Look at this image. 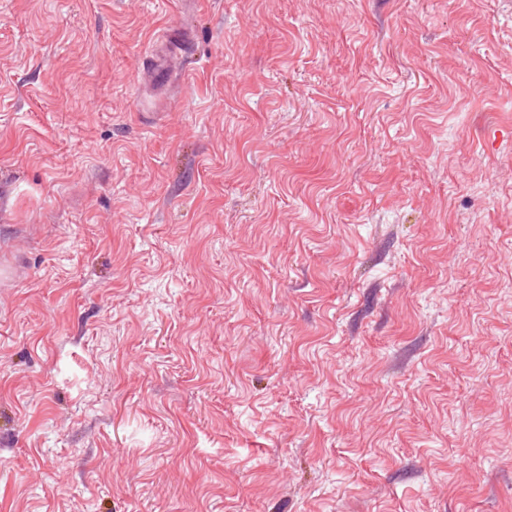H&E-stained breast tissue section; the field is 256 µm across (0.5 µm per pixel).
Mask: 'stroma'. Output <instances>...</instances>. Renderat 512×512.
<instances>
[{
    "label": "stroma",
    "mask_w": 512,
    "mask_h": 512,
    "mask_svg": "<svg viewBox=\"0 0 512 512\" xmlns=\"http://www.w3.org/2000/svg\"><path fill=\"white\" fill-rule=\"evenodd\" d=\"M0 512H512V0H0ZM192 44L193 32L187 24L180 23L167 29L149 49L143 62L144 69L147 67L154 79L164 83L172 77L182 76Z\"/></svg>",
    "instance_id": "1"
}]
</instances>
